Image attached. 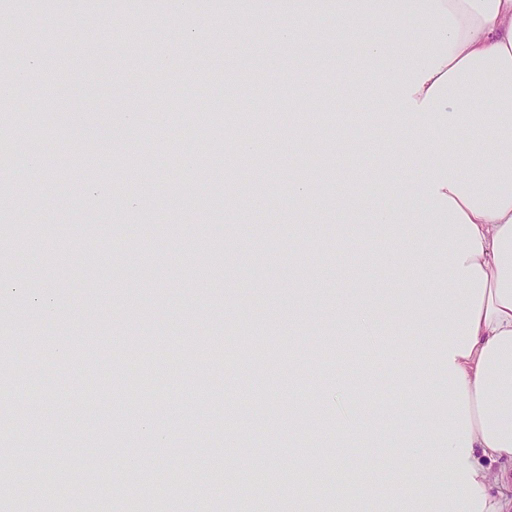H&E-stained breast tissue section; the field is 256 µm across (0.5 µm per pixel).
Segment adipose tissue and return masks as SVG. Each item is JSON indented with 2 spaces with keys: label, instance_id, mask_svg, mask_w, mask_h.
<instances>
[{
  "label": "adipose tissue",
  "instance_id": "1",
  "mask_svg": "<svg viewBox=\"0 0 512 512\" xmlns=\"http://www.w3.org/2000/svg\"><path fill=\"white\" fill-rule=\"evenodd\" d=\"M249 7V0H234L225 29L246 14L307 54L297 28L309 15L289 7L290 21L281 26ZM322 9L333 21L321 28L320 50L336 54L346 39H362L366 52L354 65L372 69L368 86L352 82L345 66L337 82L348 96L391 102L389 118L372 113L369 122L388 121L393 138L385 152L413 155L427 173L424 190L395 184L402 210L395 216L373 208L375 225L434 210L448 240V293L437 321L411 294L398 321L421 347L414 389L424 386L423 368H436L448 409L437 437L420 421L404 431L412 447L451 460L457 475L450 500L466 512H512V502L495 493L512 483L501 468L512 463V0H323ZM388 15L421 16L428 25L400 37L386 27ZM459 135L463 151L439 152L442 139Z\"/></svg>",
  "mask_w": 512,
  "mask_h": 512
}]
</instances>
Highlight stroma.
I'll use <instances>...</instances> for the list:
<instances>
[{
  "label": "stroma",
  "instance_id": "stroma-1",
  "mask_svg": "<svg viewBox=\"0 0 512 512\" xmlns=\"http://www.w3.org/2000/svg\"><path fill=\"white\" fill-rule=\"evenodd\" d=\"M227 0H207L181 12L176 0H38L17 16L30 41L13 40L6 58L25 56L31 94L44 103L36 124L0 112V137L19 140L32 159L26 185L42 198H0V302L17 319L0 324V337L21 336L10 378H0V446L24 443L31 418L44 421L43 451L30 461H0L11 488L1 496L10 512H24L32 485L65 503L67 512H241L237 489L250 472L264 470L281 487L259 512H297L298 493L312 490L308 512H336L333 483L350 489L346 512H464L449 502L455 477L446 461L421 476L411 466L405 417L431 415L439 393L437 370L423 369L424 395L407 392L417 339L397 331L405 291L417 293L436 317L446 277L430 273L446 247L437 219L401 222L375 235L364 232L370 210H397L400 181L423 186L425 172L409 154L398 160L379 151L358 155L367 173L386 171L384 190L367 191L358 219L338 214L330 198L307 193L292 205L294 185L337 177V192L351 188L350 169L337 167L330 143L381 142L385 125H366L385 102L347 96L332 67L314 71L309 57L281 45L273 29L242 20L224 27ZM121 17L132 36L108 38L85 31L81 20ZM166 35H157V27ZM203 72L187 84L186 62ZM319 83L320 97L294 95L291 82ZM275 90L278 126L257 131L251 112L261 105L256 82ZM240 85L229 99L225 86ZM69 89L82 113L83 162L56 168L69 135L59 121V94ZM167 113L156 124V108ZM137 116L138 153L124 149L113 128L125 113ZM249 141L251 158L230 159L225 147ZM209 158L206 174L190 158ZM261 197L260 206L250 200ZM38 230L33 246L17 251L19 226ZM398 253L394 273L373 258L383 247ZM379 291L382 315L372 325L384 347L366 346L347 315L367 281ZM50 294L60 314L46 320L40 304ZM179 343L186 350L229 349L230 368L198 369L163 360L138 369L105 362L113 348ZM304 369L293 375L292 362ZM23 375V387L11 379ZM139 403L129 400L131 382ZM214 389L215 406L197 403L200 388ZM382 424L381 436L371 432ZM125 468L141 494L128 508L124 491L107 492L113 469ZM85 471L100 495L71 500L67 472ZM195 479L196 499L182 487ZM371 481L373 492L361 494Z\"/></svg>",
  "mask_w": 512,
  "mask_h": 512
}]
</instances>
